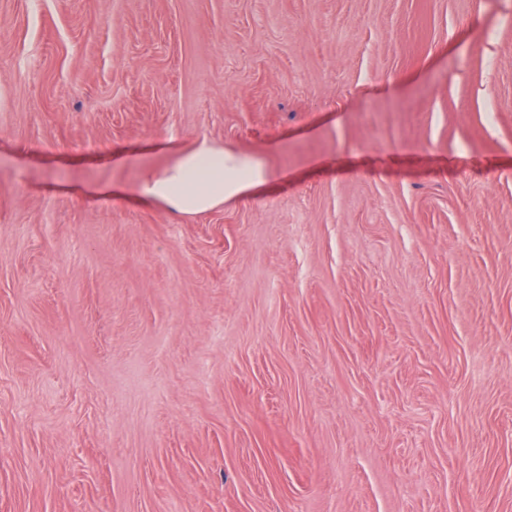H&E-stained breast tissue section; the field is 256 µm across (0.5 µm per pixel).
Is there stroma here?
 Returning a JSON list of instances; mask_svg holds the SVG:
<instances>
[{
	"mask_svg": "<svg viewBox=\"0 0 512 512\" xmlns=\"http://www.w3.org/2000/svg\"><path fill=\"white\" fill-rule=\"evenodd\" d=\"M0 512H512V0H0ZM166 150L172 155L170 163L143 180L135 195L142 204L174 215H200L241 204L278 179L257 156L207 137L197 138L190 147L171 139Z\"/></svg>",
	"mask_w": 512,
	"mask_h": 512,
	"instance_id": "obj_1",
	"label": "stroma"
}]
</instances>
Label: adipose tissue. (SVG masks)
I'll return each instance as SVG.
<instances>
[{
    "instance_id": "obj_1",
    "label": "adipose tissue",
    "mask_w": 512,
    "mask_h": 512,
    "mask_svg": "<svg viewBox=\"0 0 512 512\" xmlns=\"http://www.w3.org/2000/svg\"><path fill=\"white\" fill-rule=\"evenodd\" d=\"M170 163L143 180L139 202L171 214L200 215L222 206L254 199L277 175L254 155L224 147L209 138L191 146L168 142Z\"/></svg>"
}]
</instances>
